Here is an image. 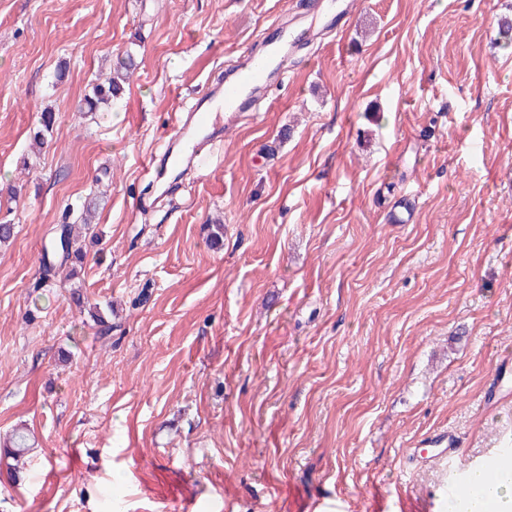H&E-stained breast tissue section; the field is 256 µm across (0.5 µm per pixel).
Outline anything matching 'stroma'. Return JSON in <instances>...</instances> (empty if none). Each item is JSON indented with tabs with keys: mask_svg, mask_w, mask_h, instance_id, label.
I'll list each match as a JSON object with an SVG mask.
<instances>
[{
	"mask_svg": "<svg viewBox=\"0 0 512 512\" xmlns=\"http://www.w3.org/2000/svg\"><path fill=\"white\" fill-rule=\"evenodd\" d=\"M510 21L512 0H0V182L22 188L0 196V439L34 441L20 481L0 460V512H448L449 475L512 448V381L482 398L512 356ZM280 35L209 167L159 176L169 113ZM130 46L120 103L79 112ZM89 197L81 272L44 280ZM441 430L462 458L418 464Z\"/></svg>",
	"mask_w": 512,
	"mask_h": 512,
	"instance_id": "35a3bbf8",
	"label": "stroma"
}]
</instances>
